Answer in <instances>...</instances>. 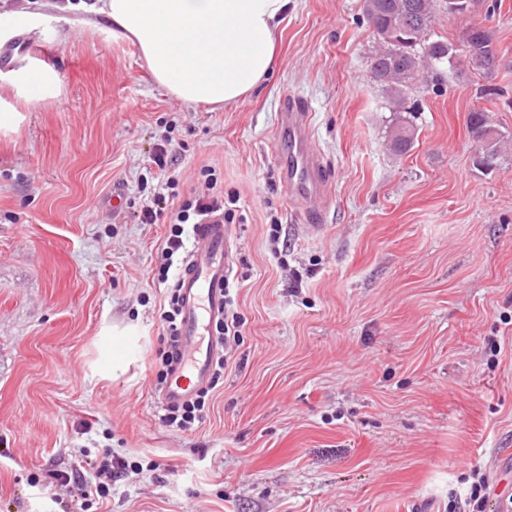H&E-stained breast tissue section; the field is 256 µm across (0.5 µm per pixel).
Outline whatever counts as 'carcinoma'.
<instances>
[{
	"label": "carcinoma",
	"mask_w": 512,
	"mask_h": 512,
	"mask_svg": "<svg viewBox=\"0 0 512 512\" xmlns=\"http://www.w3.org/2000/svg\"><path fill=\"white\" fill-rule=\"evenodd\" d=\"M472 4L474 0H363V19L374 40L371 71L386 88L393 111H406V100L417 83L439 81L445 63L452 71L461 66L487 78L498 73L500 46L491 29L469 25L454 42L436 36L433 29L438 11L465 15ZM486 112L473 110L467 131L472 140L481 142L479 163L490 170L496 167L505 141ZM416 137L417 127L402 122L391 132V149L405 153Z\"/></svg>",
	"instance_id": "obj_1"
}]
</instances>
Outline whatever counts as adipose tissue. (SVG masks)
Masks as SVG:
<instances>
[{
  "mask_svg": "<svg viewBox=\"0 0 512 512\" xmlns=\"http://www.w3.org/2000/svg\"><path fill=\"white\" fill-rule=\"evenodd\" d=\"M289 0H99L94 13L113 38L134 45L153 82L192 107L238 102L271 73L276 30ZM63 80L47 63L0 77V128H16L25 111L57 98Z\"/></svg>",
  "mask_w": 512,
  "mask_h": 512,
  "instance_id": "obj_1",
  "label": "adipose tissue"
}]
</instances>
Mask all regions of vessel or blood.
Masks as SVG:
<instances>
[{"label": "vessel or blood", "instance_id": "b4317fda", "mask_svg": "<svg viewBox=\"0 0 512 512\" xmlns=\"http://www.w3.org/2000/svg\"><path fill=\"white\" fill-rule=\"evenodd\" d=\"M275 138L291 205L301 217L321 215L332 197V183L312 143L306 100L295 95L283 100ZM234 262L230 225L214 217L194 226L192 245L178 277V354L173 375L159 396L161 406L182 403L208 385L220 353L213 325L224 315V289Z\"/></svg>", "mask_w": 512, "mask_h": 512}]
</instances>
